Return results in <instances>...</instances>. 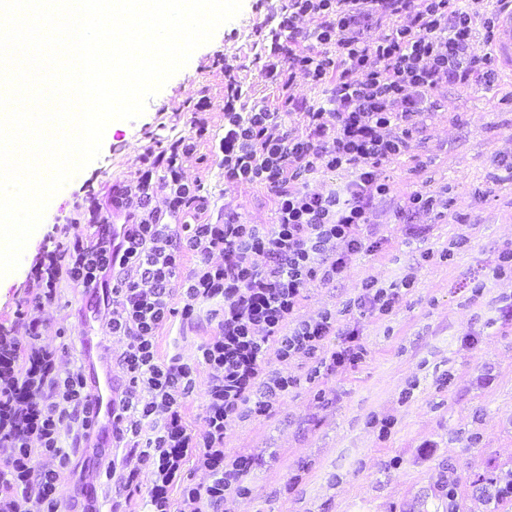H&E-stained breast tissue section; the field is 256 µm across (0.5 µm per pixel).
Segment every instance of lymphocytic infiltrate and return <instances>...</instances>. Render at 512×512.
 Segmentation results:
<instances>
[{
  "mask_svg": "<svg viewBox=\"0 0 512 512\" xmlns=\"http://www.w3.org/2000/svg\"><path fill=\"white\" fill-rule=\"evenodd\" d=\"M495 9L494 0H288L286 21L264 47L263 74L290 97L307 134L294 136L283 113L267 105H246L231 77L219 145L225 184L265 187L276 223L247 224L234 210L220 224L161 223L150 206L154 194L165 193L173 215L206 207L198 184L182 174L183 158L205 132L201 118L195 135L169 152L145 148L141 169L113 196L132 223L116 231L101 224L104 206L92 193L74 205L66 223L89 213L94 235L71 246L41 245L27 300L11 324H0V447L7 451L0 461V512H61L67 473L77 512H97L88 473L102 467L113 475L134 462L156 474L148 490L151 512H219L228 495L247 493L252 463L226 462L224 438L235 421L269 412L298 384L267 373L266 353L284 362L314 358L330 373L363 359L358 332L341 328L332 313L316 321L295 313L311 282L334 281L361 252L364 227L392 192L380 169L419 130L430 91L442 82L468 87L496 79L489 52ZM308 17L317 19L316 27H304ZM381 24L387 33L372 37ZM299 72L322 100L293 97ZM322 168L355 177L326 193L309 191L310 176ZM189 255L198 265L184 279L180 270ZM63 282L91 297L101 288L109 292L97 312L110 336L128 341L116 364L129 379L117 389L112 442L131 443V455L94 450L97 425L83 371L62 368L55 349L40 343L43 309ZM176 289L186 320L197 302L222 303L214 336L192 362L162 359L157 350ZM20 332L27 345L18 343ZM201 367L209 379L206 428L198 434L185 420L183 400ZM77 446L90 451L79 462ZM190 461L206 473V483L180 485Z\"/></svg>",
  "mask_w": 512,
  "mask_h": 512,
  "instance_id": "lymphocytic-infiltrate-1",
  "label": "lymphocytic infiltrate"
}]
</instances>
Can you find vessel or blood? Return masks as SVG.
Segmentation results:
<instances>
[{
	"instance_id": "b4317fda",
	"label": "vessel or blood",
	"mask_w": 512,
	"mask_h": 512,
	"mask_svg": "<svg viewBox=\"0 0 512 512\" xmlns=\"http://www.w3.org/2000/svg\"><path fill=\"white\" fill-rule=\"evenodd\" d=\"M491 52L503 71L512 73V0H500L496 9V35ZM81 344L86 354L89 396L101 430L112 428V378L97 357V346L106 330L87 314L82 318Z\"/></svg>"
}]
</instances>
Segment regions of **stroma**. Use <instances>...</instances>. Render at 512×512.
Returning <instances> with one entry per match:
<instances>
[{
    "label": "stroma",
    "mask_w": 512,
    "mask_h": 512,
    "mask_svg": "<svg viewBox=\"0 0 512 512\" xmlns=\"http://www.w3.org/2000/svg\"><path fill=\"white\" fill-rule=\"evenodd\" d=\"M285 2L243 0L239 16L193 53L143 115L106 129L99 157L51 199L19 267L0 279V317L12 318L44 239L88 237L86 225L61 221L76 198L88 190L108 194L134 176L146 146L160 151L189 135L199 99L207 101V132L182 169L185 180L200 184L209 208L176 216V223H214L228 208L250 224L275 223L265 188L225 184L219 144L228 64L247 103L286 113L294 134H306L265 81L258 58L286 18ZM429 105L422 132L382 167L394 196L380 204L366 252L336 283L312 282L297 312L311 320L329 310L356 326L365 360L301 384L268 413L231 427L227 460L248 456L254 466L249 493L228 498L223 512H448L452 501L459 512H512V500L494 502L481 491L483 479L512 473V324L499 317L512 304V274H494L500 254L512 250V80L472 88L442 83ZM420 189L437 202L404 221L400 201ZM405 277L412 285L391 313L347 311L363 282L386 288ZM82 304V290L64 283L42 312L41 342L69 369L83 361ZM169 305L176 314L157 338L158 352L194 360L216 324L207 317L182 324L180 294ZM154 479L143 469L122 491L101 483L98 500L107 510L119 493L128 512H146Z\"/></svg>",
    "instance_id": "obj_1"
}]
</instances>
